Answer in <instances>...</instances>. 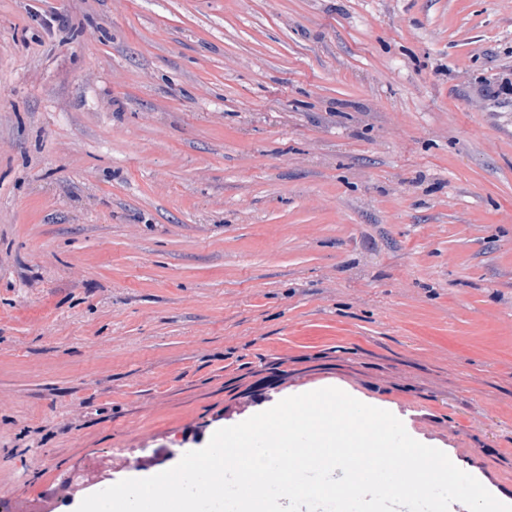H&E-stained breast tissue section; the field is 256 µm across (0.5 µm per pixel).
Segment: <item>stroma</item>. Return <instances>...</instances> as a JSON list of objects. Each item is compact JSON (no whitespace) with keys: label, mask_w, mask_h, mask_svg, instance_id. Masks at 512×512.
Here are the masks:
<instances>
[{"label":"stroma","mask_w":512,"mask_h":512,"mask_svg":"<svg viewBox=\"0 0 512 512\" xmlns=\"http://www.w3.org/2000/svg\"><path fill=\"white\" fill-rule=\"evenodd\" d=\"M505 79L512 0H0V486L336 387L512 505Z\"/></svg>","instance_id":"obj_1"}]
</instances>
